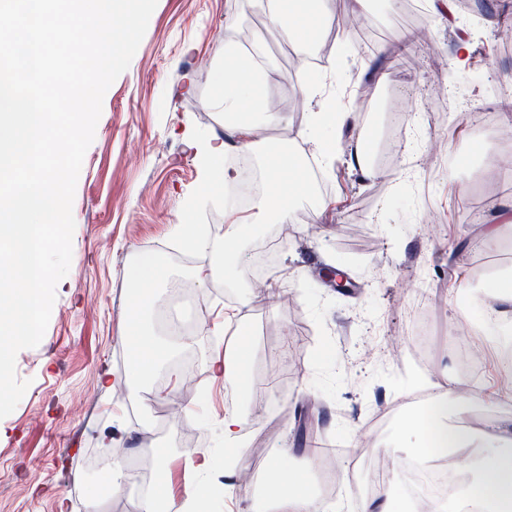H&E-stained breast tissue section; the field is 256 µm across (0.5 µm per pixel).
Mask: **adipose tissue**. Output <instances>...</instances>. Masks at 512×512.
<instances>
[{
	"mask_svg": "<svg viewBox=\"0 0 512 512\" xmlns=\"http://www.w3.org/2000/svg\"><path fill=\"white\" fill-rule=\"evenodd\" d=\"M266 14L272 28L279 30L289 41L296 43L300 51H308L315 41L317 9L315 0H265ZM275 70L257 64H244L234 41L224 44V68L216 77V101L224 110L228 127L243 137H251L258 127V118L265 112L260 102V87L276 80ZM225 142L206 141L200 144L206 168V185L211 193L220 192L224 186L237 179L235 170L225 167ZM264 158L266 174L271 189L257 204L259 215L273 223H285L288 218V203L292 197L307 188L302 171L290 153L279 144L266 145ZM191 246L212 249L216 262L210 268V275L221 274L234 277L240 266L237 250L239 242L251 235V224L233 222L228 224L222 243L213 245L198 231H190L187 225L176 227ZM165 271L159 263L140 267L133 278V306L129 318V348L135 358V365L126 382L151 377L173 354L172 348L162 344L145 329L141 307L154 292L157 283L163 280ZM432 426L412 421L409 432L417 441H425L429 435H436L451 448H474L484 445L486 452L476 467L475 479L463 491L465 502L476 503L481 512H512V421L499 423L497 432L491 438L481 441L472 430L448 423L449 414L464 417L463 406L449 407L447 399L434 400ZM288 467L287 457L276 460L268 475L269 482L278 484V493L269 497L271 512H327L324 501L318 499L299 476H292L289 482H282L281 476Z\"/></svg>",
	"mask_w": 512,
	"mask_h": 512,
	"instance_id": "ef3b65f1",
	"label": "adipose tissue"
}]
</instances>
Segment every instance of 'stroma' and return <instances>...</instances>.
I'll list each match as a JSON object with an SVG mask.
<instances>
[{
  "label": "stroma",
  "mask_w": 512,
  "mask_h": 512,
  "mask_svg": "<svg viewBox=\"0 0 512 512\" xmlns=\"http://www.w3.org/2000/svg\"><path fill=\"white\" fill-rule=\"evenodd\" d=\"M404 2L371 0L360 11L354 0H327L316 18L318 43L306 55L268 25L262 0H158L128 69L104 96L75 190L72 262L57 286L47 330L37 347L16 357V376L29 387L0 419V512H79L78 501L94 493L100 512H142L138 480L108 492L103 473L88 469L114 438L129 463L177 483L169 512H182L192 482L184 471L189 433L201 434L215 468L236 471H267L287 448L289 467L313 473L316 461L307 448L314 440L338 448L344 471L363 459L366 431L377 448L398 456L415 444L406 434L417 412L409 399L422 379L451 387L472 411L478 436L493 433V421L479 415L495 405L501 388L496 339H469L459 325L489 311L485 287L512 256V228L494 241L483 235L484 225L512 203V185L487 183L477 153L481 142L498 147L503 115L491 88L512 92V50L500 49L498 35L512 22V0H472L477 24L471 30L460 16L451 22L428 16L427 35L406 47L399 29L388 24L404 14ZM340 14L387 27L368 49L338 34ZM462 30L469 33L471 55L459 70L455 34ZM231 34L243 36L245 45H263V65L279 74L264 90L276 118L255 138L256 166H263L269 142L298 159L314 153L305 119L324 103L335 102L350 115L334 135L330 169L290 206L291 232L264 273L257 326L242 312L251 301L243 286L251 265L233 282L220 276L201 281L197 271L215 263L210 251L165 252L178 240L174 225H207L210 238L220 241L227 224L250 216L231 209L223 194L208 195L195 147L216 138L229 144L230 155L240 151L238 135L212 104ZM301 74L312 91L302 92ZM366 82L375 87L367 103L359 98ZM438 142L447 145L450 160L433 169L425 160ZM359 149L377 177L352 167ZM339 167L356 192L338 210ZM145 249L156 250L157 262L170 273L145 310L159 336L168 334L161 312L173 285L190 283L208 301L203 310L187 311L198 335L178 340L180 355L196 358L205 396L185 388L180 366L127 391L116 388L132 362L131 289ZM329 266L346 273L350 291L330 286L324 275ZM415 283L432 307L421 348L411 333L404 290ZM221 325L232 330L225 344L213 334ZM244 338L253 347L245 394L208 370ZM391 341L399 366L366 358L367 346ZM472 341L487 350L484 364L464 358L463 347ZM106 377L112 390L102 386ZM175 400L183 423H160L157 411ZM229 413L243 416L239 441L230 448L222 428Z\"/></svg>",
  "instance_id": "1"
}]
</instances>
